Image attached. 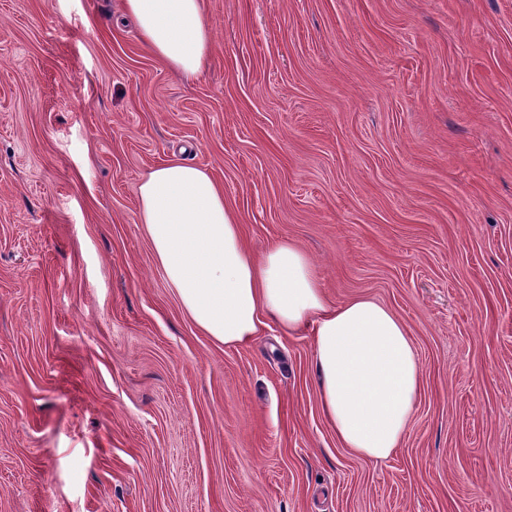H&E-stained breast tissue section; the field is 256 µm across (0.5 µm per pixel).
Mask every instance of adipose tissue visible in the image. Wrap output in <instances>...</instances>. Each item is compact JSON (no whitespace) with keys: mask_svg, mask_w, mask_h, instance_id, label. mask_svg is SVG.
<instances>
[{"mask_svg":"<svg viewBox=\"0 0 512 512\" xmlns=\"http://www.w3.org/2000/svg\"><path fill=\"white\" fill-rule=\"evenodd\" d=\"M148 49L171 69L198 73L212 33L202 0H122ZM139 219L157 263L193 323L227 347L252 344L268 322L308 332L321 412L343 447L388 459L413 417L423 373L410 332L374 298L329 299L311 257L282 238L263 254L246 245L224 188L173 160L139 186Z\"/></svg>","mask_w":512,"mask_h":512,"instance_id":"1","label":"adipose tissue"}]
</instances>
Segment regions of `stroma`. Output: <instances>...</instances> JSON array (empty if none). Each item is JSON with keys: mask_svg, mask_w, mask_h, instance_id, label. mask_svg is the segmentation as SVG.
I'll return each instance as SVG.
<instances>
[{"mask_svg": "<svg viewBox=\"0 0 512 512\" xmlns=\"http://www.w3.org/2000/svg\"><path fill=\"white\" fill-rule=\"evenodd\" d=\"M120 5L0 0V512H512V0H203L192 76ZM174 159L407 325L388 460L322 417L310 337L184 313L139 222Z\"/></svg>", "mask_w": 512, "mask_h": 512, "instance_id": "35a3bbf8", "label": "stroma"}]
</instances>
